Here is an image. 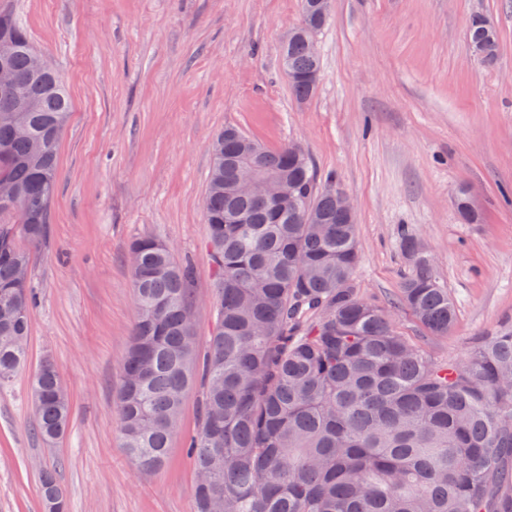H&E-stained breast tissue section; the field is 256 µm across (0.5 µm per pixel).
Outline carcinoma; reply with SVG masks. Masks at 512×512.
I'll use <instances>...</instances> for the list:
<instances>
[{"instance_id":"cac0c4a2","label":"carcinoma","mask_w":512,"mask_h":512,"mask_svg":"<svg viewBox=\"0 0 512 512\" xmlns=\"http://www.w3.org/2000/svg\"><path fill=\"white\" fill-rule=\"evenodd\" d=\"M282 47L294 98H311L320 59L300 28ZM499 45L474 16L468 41ZM0 53L14 82L0 95V383L25 364L37 302L30 249L51 222L57 145L69 91L10 11ZM203 219L216 275L215 324L202 359L191 333V270L160 240L129 243L135 319L122 361L117 432L131 461L153 472L168 457L185 391L205 393L188 452L194 512H512V328L478 339L460 361L436 360L359 296L356 221L336 215L338 182H319L308 153L271 150L227 126L213 143ZM276 178L306 196L282 211L238 193L237 169ZM464 223L478 220L458 191ZM315 211L322 224L305 223ZM25 240L23 248L19 240ZM400 248L399 290L429 336H446L456 304L414 230ZM36 430L50 444L71 409L60 372L36 373ZM45 512L63 503L53 471L41 476Z\"/></svg>"}]
</instances>
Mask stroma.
I'll return each mask as SVG.
<instances>
[{
    "label": "stroma",
    "mask_w": 512,
    "mask_h": 512,
    "mask_svg": "<svg viewBox=\"0 0 512 512\" xmlns=\"http://www.w3.org/2000/svg\"><path fill=\"white\" fill-rule=\"evenodd\" d=\"M67 86L60 180L45 242L31 251L38 302L24 367L0 385V512H44L55 470L67 512H193L186 442L202 389L183 398L166 465L147 473L115 428L135 315L128 246L154 236L194 270L192 332L211 336L216 281L202 204L212 143L234 125L270 148L306 149L319 178L355 205L361 296L438 358L512 325V0H335L319 33L316 93L297 102L280 61L299 0H0ZM491 17L498 60L470 49ZM470 188L484 220L453 205ZM433 255L457 305L448 335H426L394 298L408 268L401 227ZM53 357L73 405L53 445L34 435L31 381ZM488 39H492L494 45L495 52L491 53H482L491 55V59L485 65H492L496 62L498 56V46H499V35L497 28L495 27L493 21L487 16L483 15H475L469 24L468 27V41L472 51H474L478 46L485 43ZM41 497L44 503L45 511L47 512H62L52 511L50 508V504L59 503L63 505V501L65 503L64 494L62 488L58 482L57 475L54 471H46L41 476Z\"/></svg>",
    "instance_id": "stroma-1"
}]
</instances>
